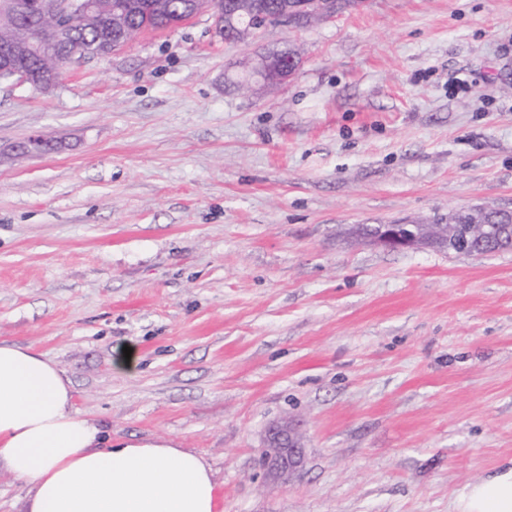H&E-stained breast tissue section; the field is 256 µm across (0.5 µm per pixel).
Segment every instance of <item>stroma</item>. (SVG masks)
Wrapping results in <instances>:
<instances>
[{
    "mask_svg": "<svg viewBox=\"0 0 512 512\" xmlns=\"http://www.w3.org/2000/svg\"><path fill=\"white\" fill-rule=\"evenodd\" d=\"M291 44L286 85L237 87ZM33 134L51 150L15 155ZM479 205L512 210V0H363L242 43L201 14L0 83V341L113 439L202 455L224 512H457L512 461V251L352 229ZM285 417L306 459L276 484ZM369 241L390 250H410L440 242L434 241L428 224L417 222L378 224ZM261 458L269 480L285 483L305 462L299 425L288 418L271 423L265 431Z\"/></svg>",
    "mask_w": 512,
    "mask_h": 512,
    "instance_id": "obj_1",
    "label": "stroma"
}]
</instances>
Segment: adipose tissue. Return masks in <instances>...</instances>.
Segmentation results:
<instances>
[{
	"instance_id": "ef3b65f1",
	"label": "adipose tissue",
	"mask_w": 512,
	"mask_h": 512,
	"mask_svg": "<svg viewBox=\"0 0 512 512\" xmlns=\"http://www.w3.org/2000/svg\"><path fill=\"white\" fill-rule=\"evenodd\" d=\"M25 482L24 512H223L198 453L166 441H112L74 409L61 371L0 342V469ZM459 512H512V467L468 485Z\"/></svg>"
}]
</instances>
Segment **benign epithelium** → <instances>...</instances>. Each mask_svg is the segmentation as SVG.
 Returning <instances> with one entry per match:
<instances>
[{
    "label": "benign epithelium",
    "instance_id": "1",
    "mask_svg": "<svg viewBox=\"0 0 512 512\" xmlns=\"http://www.w3.org/2000/svg\"><path fill=\"white\" fill-rule=\"evenodd\" d=\"M0 10L10 19L21 15L28 16L27 37L20 44L4 42L0 44V80L27 84L35 90L47 91L57 83V79H42L33 72L20 67L17 56L29 51L46 55L63 48L73 58L83 57V48L71 46L74 29L81 27L97 13L96 0H4ZM237 4L224 5L222 0H189L186 12L191 15L209 13L214 18L215 29L230 34L233 42L254 37L267 23H245L239 27L233 24ZM318 13L325 19L336 16L332 0H310L304 4H294L280 11L273 24H286L299 27L305 17ZM302 65V58L288 53L281 57L262 56L252 63L257 72L256 85L263 88L280 87ZM47 147L40 135H32L16 146L22 153H43ZM370 243L390 250H410L434 243L426 224L417 222H396L379 224ZM261 458L269 480L284 483L298 472L305 462V447L299 425L288 419L271 423L265 431L261 447Z\"/></svg>",
    "mask_w": 512,
    "mask_h": 512
}]
</instances>
